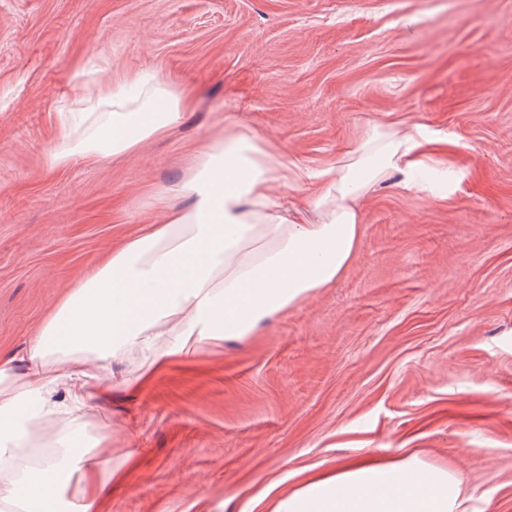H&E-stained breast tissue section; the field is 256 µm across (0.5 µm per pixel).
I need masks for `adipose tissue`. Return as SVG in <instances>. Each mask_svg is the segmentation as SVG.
<instances>
[{"instance_id": "adipose-tissue-1", "label": "adipose tissue", "mask_w": 512, "mask_h": 512, "mask_svg": "<svg viewBox=\"0 0 512 512\" xmlns=\"http://www.w3.org/2000/svg\"><path fill=\"white\" fill-rule=\"evenodd\" d=\"M190 107L178 84L142 72L93 82L56 122L51 158L99 159L164 136ZM421 127H372L327 168L312 171L273 153L248 131L209 137L182 178L157 193L156 217L100 257L61 299L24 355H0V504L64 512L62 474L80 472L97 512L113 477L92 451L108 428L79 419L106 390L113 361L135 355L154 369L227 338L244 339L280 312L329 287L360 240L358 200L390 179L407 189L447 186L448 170L424 154ZM310 184L283 205L279 188ZM190 199L168 207V196ZM53 434L59 457L23 455ZM457 479L416 457L338 463L283 492L272 512H466Z\"/></svg>"}]
</instances>
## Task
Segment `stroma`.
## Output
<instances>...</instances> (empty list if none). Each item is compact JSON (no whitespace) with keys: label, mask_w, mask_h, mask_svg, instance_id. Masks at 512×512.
Segmentation results:
<instances>
[{"label":"stroma","mask_w":512,"mask_h":512,"mask_svg":"<svg viewBox=\"0 0 512 512\" xmlns=\"http://www.w3.org/2000/svg\"><path fill=\"white\" fill-rule=\"evenodd\" d=\"M147 71L194 107L124 156L50 157L86 85ZM448 136L447 191L361 203L335 285L85 413L128 473L108 512H271L302 474L414 455L512 512V0H0V352L132 234L202 142L317 169L373 125Z\"/></svg>","instance_id":"obj_1"}]
</instances>
